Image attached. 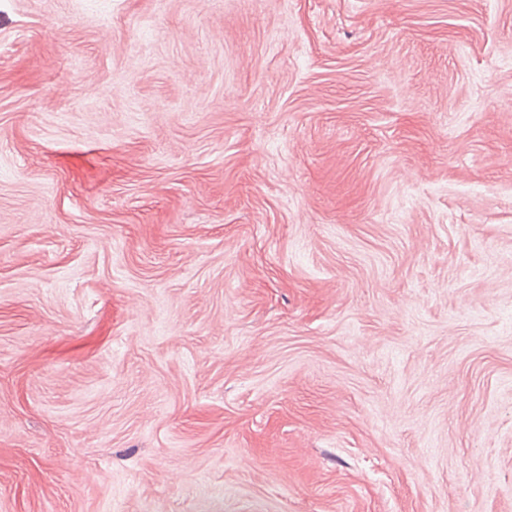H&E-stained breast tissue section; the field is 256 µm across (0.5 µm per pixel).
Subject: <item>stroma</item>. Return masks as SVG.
I'll return each instance as SVG.
<instances>
[{"mask_svg":"<svg viewBox=\"0 0 512 512\" xmlns=\"http://www.w3.org/2000/svg\"><path fill=\"white\" fill-rule=\"evenodd\" d=\"M0 512H512V0H0Z\"/></svg>","mask_w":512,"mask_h":512,"instance_id":"obj_1","label":"stroma"}]
</instances>
